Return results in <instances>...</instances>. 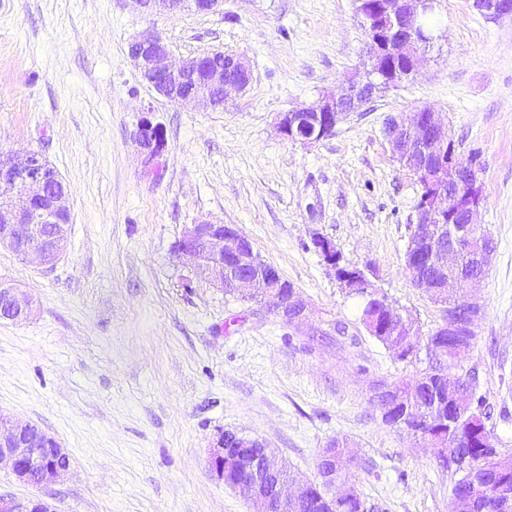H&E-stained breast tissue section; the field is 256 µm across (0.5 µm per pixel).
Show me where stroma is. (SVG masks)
I'll return each instance as SVG.
<instances>
[{"label": "stroma", "instance_id": "1", "mask_svg": "<svg viewBox=\"0 0 512 512\" xmlns=\"http://www.w3.org/2000/svg\"><path fill=\"white\" fill-rule=\"evenodd\" d=\"M161 34L178 56L245 58L252 80L204 111L156 95L128 56ZM366 49L354 0H224L222 11L139 12L132 0H0V156L43 151L69 188L66 253L53 269L0 249V282L36 301L0 317V412L36 424L71 453L67 476L23 484L0 467V496L54 512H250L208 470L215 433L273 448L306 481L318 454L348 438L352 480L384 512H453L451 477L431 450L385 425L372 381L409 380L359 322L312 245L346 264L421 335L442 319L406 266L421 187L384 135L388 117L437 112L461 159L477 156L476 222L496 243L483 317L457 373L474 372L488 426L512 454V17L438 0L433 40L407 81L335 134L303 145L280 114L338 92ZM166 132L162 174L132 141L143 108ZM235 226L308 306L303 328L197 280L176 244L185 228Z\"/></svg>", "mask_w": 512, "mask_h": 512}]
</instances>
